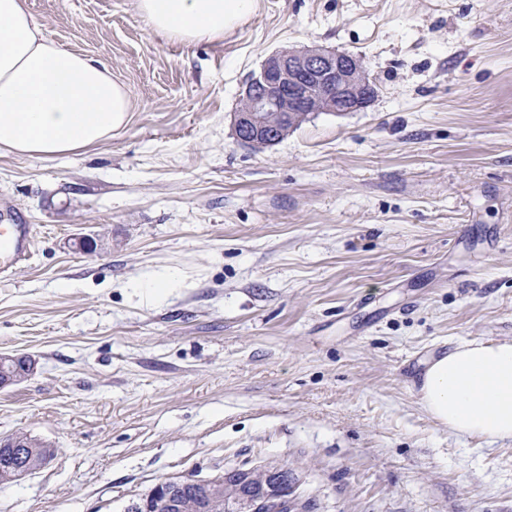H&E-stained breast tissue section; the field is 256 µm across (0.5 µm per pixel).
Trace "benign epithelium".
Returning a JSON list of instances; mask_svg holds the SVG:
<instances>
[{
  "label": "benign epithelium",
  "instance_id": "benign-epithelium-1",
  "mask_svg": "<svg viewBox=\"0 0 512 512\" xmlns=\"http://www.w3.org/2000/svg\"><path fill=\"white\" fill-rule=\"evenodd\" d=\"M376 97L361 59L351 53L314 45L288 48L269 56L261 70L246 83L235 113L237 139L253 147L272 145L290 131L288 117L300 121L314 112L345 114L365 108ZM48 453L41 452L35 464L0 466V477L15 480L39 469ZM279 466L262 469L226 470L208 480H194L201 506L209 512H256L242 486L261 477L271 481L264 500L270 506L285 505L298 512L303 502L296 494V478H282ZM172 481L159 482L145 500L134 505L138 512H182L171 488Z\"/></svg>",
  "mask_w": 512,
  "mask_h": 512
}]
</instances>
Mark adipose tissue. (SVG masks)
Masks as SVG:
<instances>
[{
  "label": "adipose tissue",
  "mask_w": 512,
  "mask_h": 512,
  "mask_svg": "<svg viewBox=\"0 0 512 512\" xmlns=\"http://www.w3.org/2000/svg\"><path fill=\"white\" fill-rule=\"evenodd\" d=\"M150 30L191 45L220 41L254 0H135ZM131 102L103 63L63 49L27 0H0V152L52 159L123 128ZM423 409L448 431L512 440V340L473 339L431 354L411 382Z\"/></svg>",
  "instance_id": "ef3b65f1"
}]
</instances>
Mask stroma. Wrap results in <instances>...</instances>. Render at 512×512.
<instances>
[{"mask_svg": "<svg viewBox=\"0 0 512 512\" xmlns=\"http://www.w3.org/2000/svg\"><path fill=\"white\" fill-rule=\"evenodd\" d=\"M27 2L132 109L88 150L0 155V215L35 232L0 279V354L35 361L0 440L51 450L0 512L282 465L315 512H512V441L449 432L411 387L444 346L512 339V0H256L189 46L135 0ZM311 45L361 56L374 100L242 144L245 83ZM163 268L164 298L128 288Z\"/></svg>", "mask_w": 512, "mask_h": 512, "instance_id": "obj_1", "label": "stroma"}]
</instances>
